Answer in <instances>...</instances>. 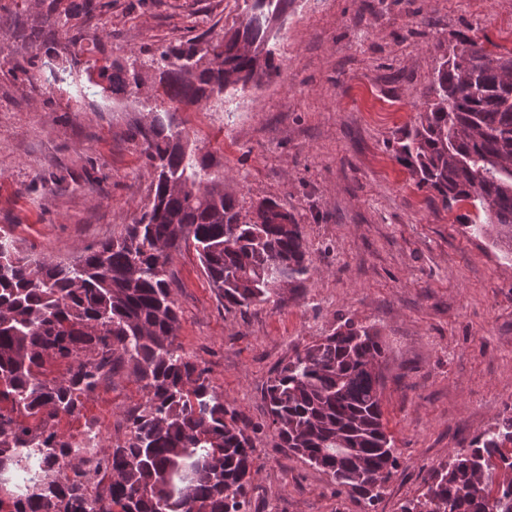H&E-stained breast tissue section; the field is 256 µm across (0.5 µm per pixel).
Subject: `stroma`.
I'll return each mask as SVG.
<instances>
[{
	"label": "stroma",
	"instance_id": "1",
	"mask_svg": "<svg viewBox=\"0 0 512 512\" xmlns=\"http://www.w3.org/2000/svg\"><path fill=\"white\" fill-rule=\"evenodd\" d=\"M0 0V227L34 259L72 262L118 237L153 173L136 125L160 117L208 154L242 211L276 199L301 225L315 271L301 294L225 306L194 249L168 266L176 345L254 446L249 512H368L279 447L264 389L274 370L350 320L385 349L383 412L398 465L369 512H400L456 449L512 415V257L442 207L395 158L438 58L459 36L512 51V0H288L271 43L277 77L197 106L164 94L90 92L98 68L236 28L248 0ZM59 80L45 88L42 64ZM146 396L129 369L54 420L98 421L124 443Z\"/></svg>",
	"mask_w": 512,
	"mask_h": 512
}]
</instances>
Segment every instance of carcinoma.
I'll return each mask as SVG.
<instances>
[{
	"label": "carcinoma",
	"instance_id": "obj_1",
	"mask_svg": "<svg viewBox=\"0 0 512 512\" xmlns=\"http://www.w3.org/2000/svg\"><path fill=\"white\" fill-rule=\"evenodd\" d=\"M288 0H251L224 36L163 49L168 99L198 105L227 89L278 75L269 43ZM462 36L423 92L424 109L398 138L396 156L443 208L468 202L477 232L512 255V81ZM144 66L114 64L102 91L136 94ZM154 169L144 211L116 239L73 263L20 255L0 232V512H247L253 445L205 370L175 345L179 323L168 281L171 253L193 246L224 305L248 309L297 293L313 269L294 214L265 198L242 213L207 156L162 120L138 125ZM385 350L377 332L347 321L275 371L264 392L280 446L322 470L371 509L397 465L382 411ZM49 361L67 364L43 379ZM125 364L146 402L113 451L79 448L49 422ZM512 416L448 457L401 512H512ZM110 474L104 492L88 476Z\"/></svg>",
	"mask_w": 512,
	"mask_h": 512
}]
</instances>
